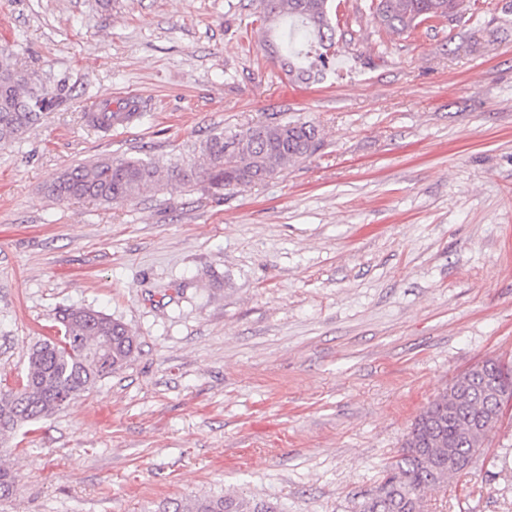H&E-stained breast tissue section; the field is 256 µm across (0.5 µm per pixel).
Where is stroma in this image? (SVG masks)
<instances>
[{
  "label": "stroma",
  "instance_id": "35a3bbf8",
  "mask_svg": "<svg viewBox=\"0 0 512 512\" xmlns=\"http://www.w3.org/2000/svg\"><path fill=\"white\" fill-rule=\"evenodd\" d=\"M336 69L288 80L261 0H0V44L64 101L0 144V386L63 306L139 350L0 444V512H153L237 492L357 512L413 421L485 359L512 365V0L390 36L344 0ZM140 101L86 124L92 99ZM307 122L321 145L215 199L59 201L68 167L190 157L215 130ZM426 512H512V405ZM139 112H123L112 107H102L84 112L87 124L99 131H112V127L129 123Z\"/></svg>",
  "mask_w": 512,
  "mask_h": 512
}]
</instances>
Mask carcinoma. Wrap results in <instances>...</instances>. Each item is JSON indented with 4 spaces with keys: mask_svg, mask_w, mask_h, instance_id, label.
Instances as JSON below:
<instances>
[{
    "mask_svg": "<svg viewBox=\"0 0 512 512\" xmlns=\"http://www.w3.org/2000/svg\"><path fill=\"white\" fill-rule=\"evenodd\" d=\"M477 0H364V9L391 34H404L448 18H462ZM340 5L332 0H264L258 17L276 31L271 58L290 77L324 78L333 68V22H341ZM68 90L66 81L41 78L19 66L15 50L0 48V142L6 143L35 126ZM136 112H88L87 124L107 132L128 123ZM319 146L312 124L269 122L239 133H212L198 159L187 162L136 157L77 164L61 174L49 193L58 200L128 202L148 186L163 190L177 182L207 184L212 195L270 177L280 167L299 163ZM57 335L36 344L18 387L0 392V440L12 438L90 391L99 381L122 370L137 349L136 338L122 321L90 307H68L55 315ZM512 398V369L486 359L456 378L414 420L402 449L384 470L379 488L359 503L358 512H424L423 492L461 476L448 466V454L470 462L502 414L492 395ZM16 477L0 467V503L13 499ZM157 512H276L265 501L226 493L170 500Z\"/></svg>",
    "mask_w": 512,
    "mask_h": 512,
    "instance_id": "carcinoma-1",
    "label": "carcinoma"
}]
</instances>
